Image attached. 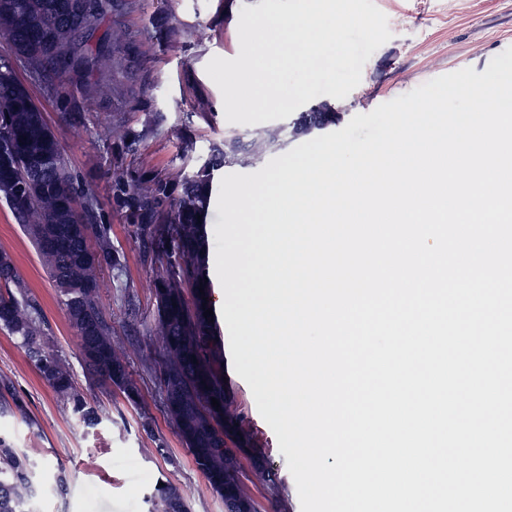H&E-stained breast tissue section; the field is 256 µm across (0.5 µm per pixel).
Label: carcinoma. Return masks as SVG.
<instances>
[{"label":"carcinoma","instance_id":"obj_1","mask_svg":"<svg viewBox=\"0 0 512 512\" xmlns=\"http://www.w3.org/2000/svg\"><path fill=\"white\" fill-rule=\"evenodd\" d=\"M69 0H0V30L10 28L33 33L35 41L12 47L19 62L41 79L46 88L64 94L61 76L74 59H99L111 51L107 38L93 39L101 20L108 14L132 8L133 0H86L95 22L77 30L58 29L52 22ZM18 76L8 61L0 63V134L8 133L13 147L10 164L0 162V198L14 210L23 231L38 254L44 252L46 237L69 224V209L62 205L52 220L41 221L47 206L45 193L69 198L82 209L86 236L70 241L69 247L53 257L43 258L44 266L57 288L70 326L81 335V353L91 384L107 386L123 394L128 403L141 405V391L130 377L126 362L112 349V324L99 305L98 289L84 287L79 274L68 275L85 239L96 241L98 268L122 265L112 247L111 225L97 220L93 200L76 187L68 172L61 186L47 178L39 186L26 185L22 170L28 161L42 155L62 153L60 143L43 111L29 106L16 89ZM161 116L150 113L139 131L121 135V154L132 155L152 132ZM239 142L212 147L211 162L200 167L181 183L180 193L160 174L136 170L112 182V198L126 213L133 235L139 240L144 265L156 272L154 299L158 323L163 333V359L151 369L157 373L167 416L175 424L197 468L209 486L224 499L227 512H256L239 494V470L235 458L246 452L237 435V418L224 406V349L217 336L214 316H204L212 307L210 284L205 282L207 243L205 219L213 171L234 158ZM202 219H197V216ZM0 329L16 338L38 374L61 395L71 412L93 425L98 411L74 386L59 350L45 333L39 306L29 297L27 285L11 256L0 251ZM204 291H199V288ZM217 399L215 408L211 399ZM31 491V470L27 456L0 439V512H26L24 495ZM164 512H191L190 505L172 485L159 488Z\"/></svg>","mask_w":512,"mask_h":512}]
</instances>
